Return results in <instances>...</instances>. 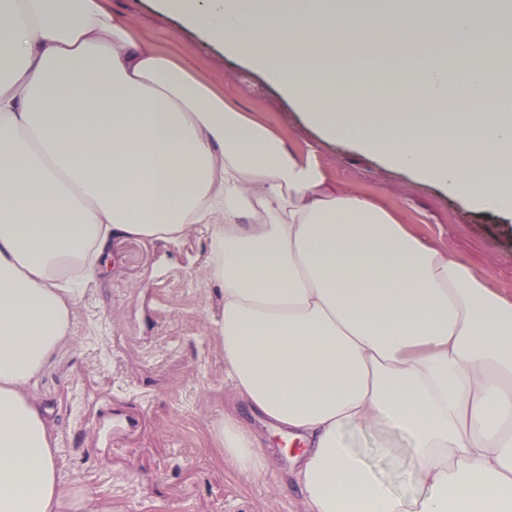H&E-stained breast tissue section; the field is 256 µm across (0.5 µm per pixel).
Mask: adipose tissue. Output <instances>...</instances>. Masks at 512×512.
<instances>
[{"label":"adipose tissue","mask_w":512,"mask_h":512,"mask_svg":"<svg viewBox=\"0 0 512 512\" xmlns=\"http://www.w3.org/2000/svg\"><path fill=\"white\" fill-rule=\"evenodd\" d=\"M328 141L512 217V0H156ZM380 47L399 55L386 65ZM211 225L237 396L299 445L309 512H512V296L332 183L98 0H0V512H62L26 387L115 236ZM403 430L394 492L352 432ZM270 470L236 415L214 428Z\"/></svg>","instance_id":"1"}]
</instances>
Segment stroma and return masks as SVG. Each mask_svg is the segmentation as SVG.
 <instances>
[{
    "mask_svg": "<svg viewBox=\"0 0 512 512\" xmlns=\"http://www.w3.org/2000/svg\"><path fill=\"white\" fill-rule=\"evenodd\" d=\"M135 36L185 63L226 102L272 128L298 154L315 152L330 180L398 213L429 245L468 264L487 286L512 295V220L466 207L447 189L350 141H324L280 90L203 31L159 15L153 0H101ZM210 228L181 240L113 239L105 271L89 278L58 344L29 391L49 412L70 512H307L284 491L283 443L238 399L216 323L224 300L211 277ZM234 412L264 440L271 474L237 471L222 458L215 425ZM377 476L405 488L412 460L380 455L375 435L354 437Z\"/></svg>",
    "mask_w": 512,
    "mask_h": 512,
    "instance_id": "35a3bbf8",
    "label": "stroma"
}]
</instances>
